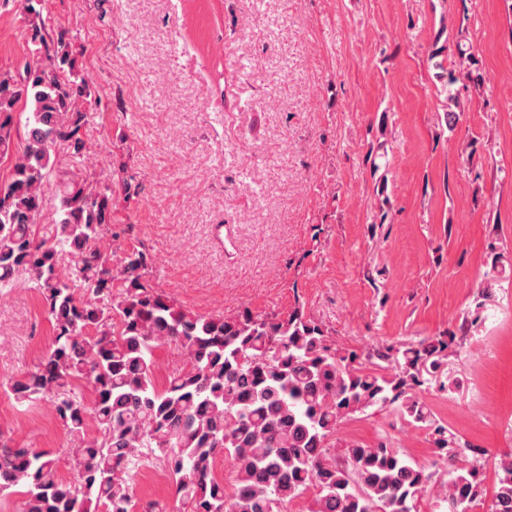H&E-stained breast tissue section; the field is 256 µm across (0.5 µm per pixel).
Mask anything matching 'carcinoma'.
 Returning <instances> with one entry per match:
<instances>
[{
    "mask_svg": "<svg viewBox=\"0 0 512 512\" xmlns=\"http://www.w3.org/2000/svg\"><path fill=\"white\" fill-rule=\"evenodd\" d=\"M48 64L21 73L0 70V155L10 154L19 103L30 107L22 153L0 187V288L24 277L49 316L53 340L31 371L7 391L21 406L51 399L75 446V473L61 477L55 456L0 439V496L24 495V512H134L132 476L163 463L175 508L150 502L145 512H278L279 505L316 489L311 512H419L425 497L447 512H473L484 496L482 473L437 423L421 397L448 359V340L377 350L367 365L355 350L339 349L297 307L285 317H207L170 303L148 283V256L136 247L119 270L99 246L112 225V189L82 172L57 169L56 145L69 156L85 150L79 103L86 78L72 67L70 43L33 29ZM435 49L429 62L448 92L446 123L466 111L455 85L476 92V60L461 41ZM57 176L59 207L49 239L34 232L42 188ZM72 258L71 276L59 269ZM83 285L78 299L72 279ZM172 345L185 364L160 384L156 350ZM86 386L91 400L80 392ZM392 408L428 431L433 465L448 480L433 491V473L384 442H333L336 430L369 408ZM231 457L235 494L215 474L217 456ZM498 488L489 512H512V454L499 459Z\"/></svg>",
    "mask_w": 512,
    "mask_h": 512,
    "instance_id": "1",
    "label": "carcinoma"
}]
</instances>
